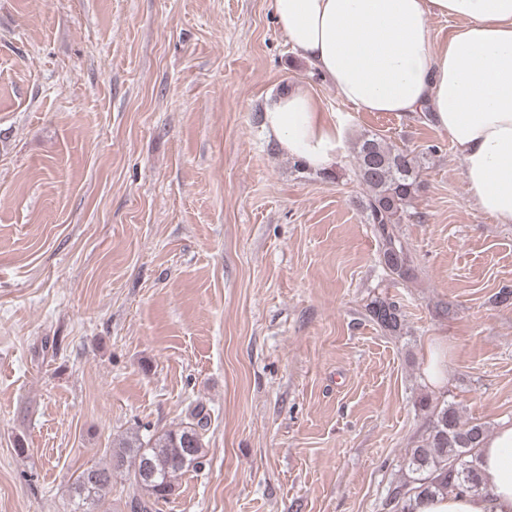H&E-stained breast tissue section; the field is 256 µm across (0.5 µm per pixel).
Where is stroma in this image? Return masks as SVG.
I'll return each instance as SVG.
<instances>
[{
	"instance_id": "35a3bbf8",
	"label": "stroma",
	"mask_w": 512,
	"mask_h": 512,
	"mask_svg": "<svg viewBox=\"0 0 512 512\" xmlns=\"http://www.w3.org/2000/svg\"><path fill=\"white\" fill-rule=\"evenodd\" d=\"M295 83L342 131L333 178L265 136ZM364 133L421 162L410 282L362 208ZM504 288L512 224L474 207L447 134L344 101L271 0H0V512H69L75 470L196 406L205 462L158 512H391L433 407L512 423ZM369 311L373 318L386 330L397 331L402 325V312L395 302L383 298L371 302Z\"/></svg>"
}]
</instances>
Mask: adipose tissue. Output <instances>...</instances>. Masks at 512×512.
Returning <instances> with one entry per match:
<instances>
[{"label": "adipose tissue", "instance_id": "obj_1", "mask_svg": "<svg viewBox=\"0 0 512 512\" xmlns=\"http://www.w3.org/2000/svg\"><path fill=\"white\" fill-rule=\"evenodd\" d=\"M296 54L363 112L426 114L447 133L473 205L512 224V0H272ZM455 20L434 45L428 17ZM266 137L312 169L331 168L339 133L296 85L262 114ZM489 494L424 496L413 512H512V424L475 450Z\"/></svg>", "mask_w": 512, "mask_h": 512}]
</instances>
